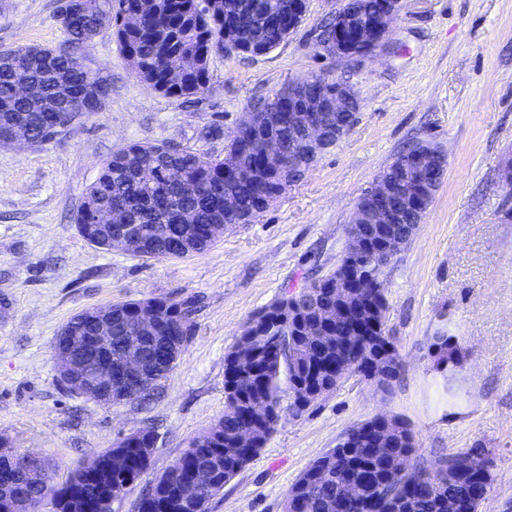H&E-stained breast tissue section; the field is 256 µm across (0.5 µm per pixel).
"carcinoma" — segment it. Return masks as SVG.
I'll return each mask as SVG.
<instances>
[{"instance_id":"cac0c4a2","label":"carcinoma","mask_w":512,"mask_h":512,"mask_svg":"<svg viewBox=\"0 0 512 512\" xmlns=\"http://www.w3.org/2000/svg\"><path fill=\"white\" fill-rule=\"evenodd\" d=\"M290 0H154L143 9L139 23L133 28L119 24L124 10L142 6V0H71L70 7L58 9L56 19L65 34L55 48L23 46L0 52V134L19 124L28 126L36 143L48 141L46 132L58 119V109L84 107V89L88 78L71 69L60 51L72 54L88 48L105 28L114 30L120 50L132 70L144 83L162 95L188 101L205 93L210 86V62L224 52V17L241 13L251 15V24L233 31L235 39L251 48L269 54L279 48L288 28ZM170 53H181L197 59L195 71L181 82L173 83L165 74L163 60ZM18 83L29 85L30 93L23 100L14 94ZM279 91H274L262 103L261 111L270 118L269 128L280 137L282 148H288L293 131L279 126L275 116L280 109ZM227 147L237 151L244 177L238 181L224 177V160L212 159L197 152L181 149L176 153L165 144H132L108 157L97 178L85 192L84 202L75 217L79 234L93 247L107 251L112 237L124 234L135 239L134 252L154 258H186L209 249L214 240L212 228L226 222L224 192L232 191L244 201V210L235 223L246 224L280 196L281 173L266 167L260 150L253 145L249 130L236 127ZM103 209L125 213L129 229L114 227L110 231L99 225L98 214ZM189 211L193 222L182 223V213ZM160 324L155 332L175 345H184L192 335L191 305L186 301L157 297ZM136 301L118 302L112 306V375L121 373L122 343L138 341L140 330L133 311ZM280 326L296 335L268 349L267 342L258 341L256 370L245 376L231 372L234 350L224 356V416L207 430L209 438L203 445L192 439L179 457L186 478L175 482L164 472L142 491L140 499L145 512H209L211 501L224 485L235 477L275 432L281 419L282 387L295 389V383L309 382L307 362L321 361L326 368L317 373L315 383L329 382L336 371V346H310L296 317L288 311L279 312ZM147 366L156 368L155 386L139 388L134 381L123 384L127 401L149 399L157 391L168 372L159 369L173 356L155 342L145 349ZM253 433L252 447L244 451L235 444L239 432ZM155 431L151 427L135 430L134 443L125 447L129 461L128 474L143 475L150 466L155 449ZM106 448L96 454L93 472L81 476L74 469L70 480L80 479V500H65V485H54L48 473L33 468L42 460L34 453L11 451L0 456V505L7 507L15 500L25 504L35 499H47L54 512H112L108 498L112 485L126 476L112 470L111 454ZM418 452V442L407 423L393 428L391 444L383 453L372 451L370 445L345 447L340 439L336 447L313 460L291 485L285 512H290L293 500L317 502L315 512H336V495L345 475L354 477L360 498L367 502L381 500L379 512H447L448 491L462 501L460 512H480L487 499L475 495L471 482L448 488L438 485L426 496H390L400 478L393 467L399 457L411 458ZM466 451L427 461L419 466L426 473L440 463L458 465ZM203 469L208 481L191 484L190 473Z\"/></svg>"}]
</instances>
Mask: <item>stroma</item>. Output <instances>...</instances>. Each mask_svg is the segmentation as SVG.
I'll return each instance as SVG.
<instances>
[{"label":"stroma","instance_id":"1","mask_svg":"<svg viewBox=\"0 0 512 512\" xmlns=\"http://www.w3.org/2000/svg\"><path fill=\"white\" fill-rule=\"evenodd\" d=\"M57 0H0V51L64 39ZM342 0H307L301 25L270 54L217 56L207 92L188 101L141 82L103 29L81 55L112 77L101 112L50 142L0 148V438L50 465L64 483L77 461L153 427L145 481L163 474L223 416L224 356L250 315L333 271L364 191L410 145L430 142L447 168L413 241L383 269L384 327L401 363L392 395L354 373L295 415L283 412L261 453L209 512H284L291 484L353 424L407 421L421 447L411 465L488 449L482 512L512 506V0H401L389 42L361 59L327 55L325 21ZM344 78L359 118L265 212L187 259L101 251L74 216L101 163L132 142L214 158L244 112L293 79ZM191 301L195 324L175 369L145 402L103 406L59 380L52 343L82 310L126 300ZM454 336L462 366L443 379L429 345Z\"/></svg>","mask_w":512,"mask_h":512}]
</instances>
